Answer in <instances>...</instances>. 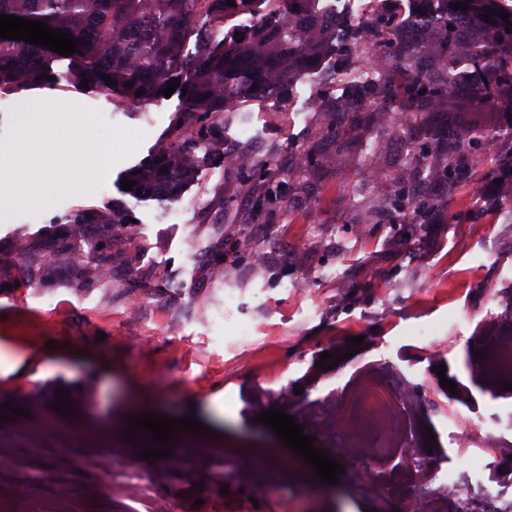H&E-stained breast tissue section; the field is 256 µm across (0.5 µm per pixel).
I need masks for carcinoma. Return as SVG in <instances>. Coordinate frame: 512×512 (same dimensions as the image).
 <instances>
[{"label":"carcinoma","mask_w":512,"mask_h":512,"mask_svg":"<svg viewBox=\"0 0 512 512\" xmlns=\"http://www.w3.org/2000/svg\"><path fill=\"white\" fill-rule=\"evenodd\" d=\"M288 8H282L283 2ZM320 0H0V14L44 21L80 40L70 56L66 73L54 69L57 53L18 40L0 38V89L23 90L57 84L64 78L89 85L109 96L120 94L137 101H158L160 91L183 72H189L182 111L193 114V123H177L173 141L163 145L130 174L132 192L176 198L195 166V155L182 149L188 141L202 142L221 122L224 107L242 94H284L293 80L314 65L331 47L336 20L319 12ZM415 20L424 21L432 54L421 62L418 45L399 39V16L377 12L353 35V47L339 55L346 71L347 102L356 117L374 104L398 108L413 126L419 108L432 101L452 107L466 91L490 111H512V8L508 21L487 9L503 11L502 0H461L469 5L455 9L456 0H421ZM263 5L260 19L227 44L217 41L201 46L192 57L183 46L192 36L195 20L206 24ZM453 29H448V26ZM511 32H506V29ZM362 53H376L402 73L398 83L367 80L357 68ZM110 75L109 85L101 74ZM46 74L50 81L40 78ZM142 95H137V92ZM481 142L483 134L467 130L433 138L422 152L425 162H415L421 180L441 170L448 177L467 173L466 156L458 149L467 138ZM128 223V216L107 218L95 209H81L69 217L71 224Z\"/></svg>","instance_id":"obj_1"}]
</instances>
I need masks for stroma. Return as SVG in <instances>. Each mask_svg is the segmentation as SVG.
I'll return each mask as SVG.
<instances>
[{"label":"stroma","mask_w":512,"mask_h":512,"mask_svg":"<svg viewBox=\"0 0 512 512\" xmlns=\"http://www.w3.org/2000/svg\"><path fill=\"white\" fill-rule=\"evenodd\" d=\"M345 81L331 53L286 95L247 96L226 110L177 214L171 202L133 196L120 183L188 120L180 94L144 106L77 83L0 93V144L12 138L21 105L35 100L81 105L145 133L101 191L39 214L0 208V405L28 411L0 421L10 490L36 485L51 497L80 485L101 498L103 512H145L144 498L127 495L106 438L126 418L157 413L206 428L197 437L204 454L169 459L152 491L170 512H394L387 485L316 483L258 415L283 392L317 406L350 387L359 368L380 363L404 375L420 368L416 383L439 417L457 392L472 395L483 415L497 412L469 361L495 295L512 294V196L489 194L512 144L498 143L456 185L430 180L421 212L395 210L392 199L415 182L408 145L375 155L386 134L376 108L355 133L337 132ZM461 115L485 130L512 125V112L461 100L421 112L410 137L426 145L428 132L457 128ZM237 151L254 163L227 166ZM298 153L308 163L290 168ZM84 208L131 221L89 225L80 241L67 218ZM92 244L94 259H81ZM109 264L108 278L101 269ZM229 291L237 299L225 322L246 334L235 348L211 323ZM325 351L336 367H319ZM444 378L456 391L442 388ZM62 387L74 417L50 407ZM439 417L430 425L433 455L465 470L467 457L451 454ZM256 460L265 470L251 480Z\"/></svg>","instance_id":"stroma-1"}]
</instances>
